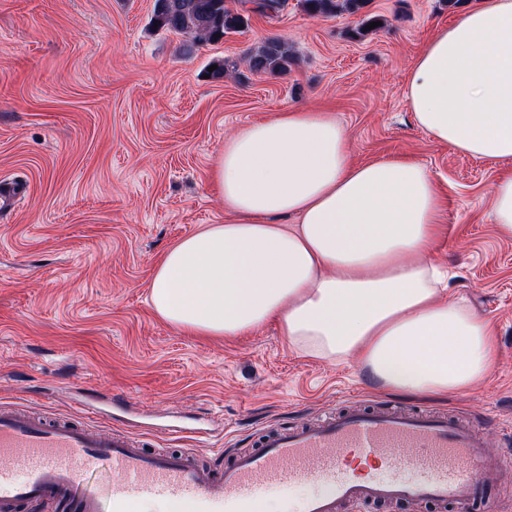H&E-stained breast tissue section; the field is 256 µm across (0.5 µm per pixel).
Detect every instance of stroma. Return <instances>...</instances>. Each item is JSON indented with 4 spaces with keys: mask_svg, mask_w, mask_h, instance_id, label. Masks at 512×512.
Masks as SVG:
<instances>
[{
    "mask_svg": "<svg viewBox=\"0 0 512 512\" xmlns=\"http://www.w3.org/2000/svg\"><path fill=\"white\" fill-rule=\"evenodd\" d=\"M485 0H366L309 15L287 0L215 43L156 28L155 0H0V404L138 434L146 450L200 448L226 461L269 424L358 401L443 409L512 448V239L493 218L499 162L435 141L405 93L425 42ZM379 18L380 29H362ZM286 41V71L250 53ZM224 59L212 78V59ZM326 109L355 162L407 158L446 209L436 253L448 295L494 325L498 362L478 388L413 399L351 363L303 355L276 326L232 338L177 330L152 313L160 257L224 221L212 170L226 135L291 108Z\"/></svg>",
    "mask_w": 512,
    "mask_h": 512,
    "instance_id": "1",
    "label": "stroma"
}]
</instances>
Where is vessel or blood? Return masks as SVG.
<instances>
[{
  "mask_svg": "<svg viewBox=\"0 0 512 512\" xmlns=\"http://www.w3.org/2000/svg\"><path fill=\"white\" fill-rule=\"evenodd\" d=\"M202 460L190 450L146 451L128 432L0 406V512L35 505L137 512L146 500L163 501L171 512H251L264 495L309 482L321 491L304 499L300 512L401 503L496 512L481 492L487 475L505 463L469 421L353 407L317 424L276 428L224 466L208 468ZM104 465L111 483L88 484Z\"/></svg>",
  "mask_w": 512,
  "mask_h": 512,
  "instance_id": "vessel-or-blood-1",
  "label": "vessel or blood"
}]
</instances>
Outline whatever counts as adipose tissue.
I'll use <instances>...</instances> for the list:
<instances>
[{"label": "adipose tissue", "mask_w": 512, "mask_h": 512, "mask_svg": "<svg viewBox=\"0 0 512 512\" xmlns=\"http://www.w3.org/2000/svg\"><path fill=\"white\" fill-rule=\"evenodd\" d=\"M406 98L438 142L504 162L493 206L512 236V0L438 30ZM214 183L224 222L154 270L162 320L224 337L273 323L303 355L353 361L378 387L421 397L469 392L493 370L492 323L449 299L435 259L445 203L426 166L355 163L333 113L288 110L226 139Z\"/></svg>", "instance_id": "obj_1"}]
</instances>
